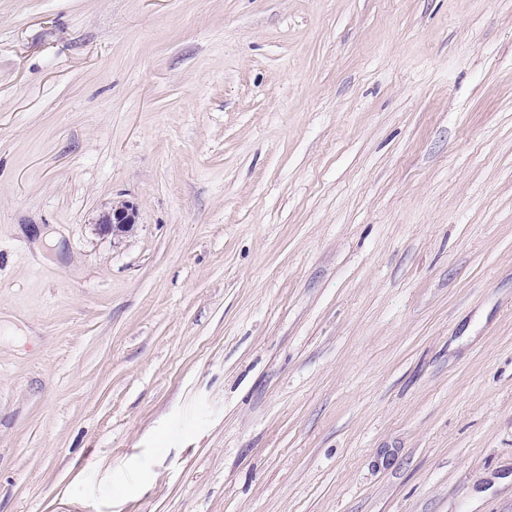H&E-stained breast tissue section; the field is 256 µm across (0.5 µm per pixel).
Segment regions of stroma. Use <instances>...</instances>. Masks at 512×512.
<instances>
[{"mask_svg": "<svg viewBox=\"0 0 512 512\" xmlns=\"http://www.w3.org/2000/svg\"><path fill=\"white\" fill-rule=\"evenodd\" d=\"M0 512H512V0H0Z\"/></svg>", "mask_w": 512, "mask_h": 512, "instance_id": "1", "label": "stroma"}]
</instances>
